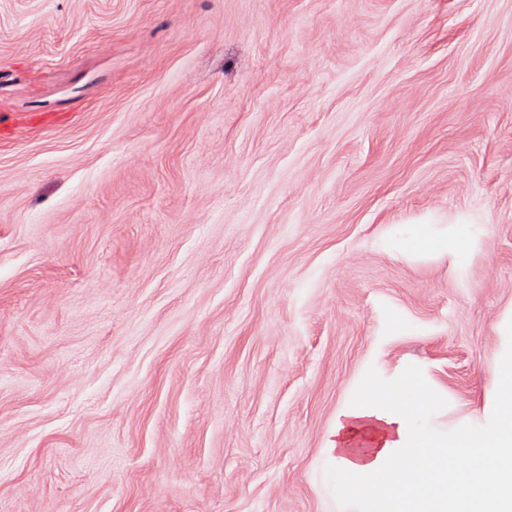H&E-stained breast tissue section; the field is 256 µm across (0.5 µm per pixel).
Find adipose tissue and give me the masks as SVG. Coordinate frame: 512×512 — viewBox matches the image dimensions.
<instances>
[{
	"label": "adipose tissue",
	"instance_id": "1",
	"mask_svg": "<svg viewBox=\"0 0 512 512\" xmlns=\"http://www.w3.org/2000/svg\"><path fill=\"white\" fill-rule=\"evenodd\" d=\"M492 427L416 425L433 396L414 378L371 382L341 412L323 453L327 480L365 512H512V365L496 368Z\"/></svg>",
	"mask_w": 512,
	"mask_h": 512
}]
</instances>
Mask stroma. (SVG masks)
Returning a JSON list of instances; mask_svg holds the SVG:
<instances>
[{
	"label": "stroma",
	"instance_id": "stroma-1",
	"mask_svg": "<svg viewBox=\"0 0 512 512\" xmlns=\"http://www.w3.org/2000/svg\"><path fill=\"white\" fill-rule=\"evenodd\" d=\"M510 363L512 0H0V512H362Z\"/></svg>",
	"mask_w": 512,
	"mask_h": 512
}]
</instances>
